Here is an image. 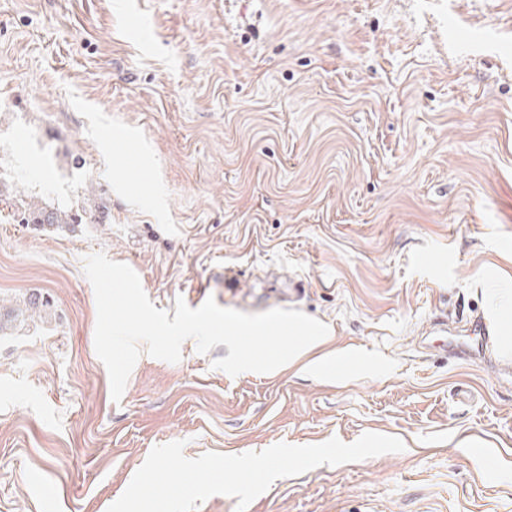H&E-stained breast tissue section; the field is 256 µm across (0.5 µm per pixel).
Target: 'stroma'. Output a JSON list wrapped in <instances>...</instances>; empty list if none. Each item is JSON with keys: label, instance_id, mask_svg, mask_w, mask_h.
<instances>
[{"label": "stroma", "instance_id": "stroma-1", "mask_svg": "<svg viewBox=\"0 0 512 512\" xmlns=\"http://www.w3.org/2000/svg\"><path fill=\"white\" fill-rule=\"evenodd\" d=\"M0 0V512H107L153 447L405 449L246 512H512V368L446 346L512 276V0ZM81 224L19 223L21 205ZM325 323L330 378L141 354L121 401L84 274ZM240 281L224 282L225 267ZM50 305L49 301H44L42 297L30 296L26 300H23V306L17 308H10L6 313H2V305L0 306V332L9 329L13 325L24 323L28 318H32L33 314L41 316V313L46 311V307Z\"/></svg>", "mask_w": 512, "mask_h": 512}]
</instances>
